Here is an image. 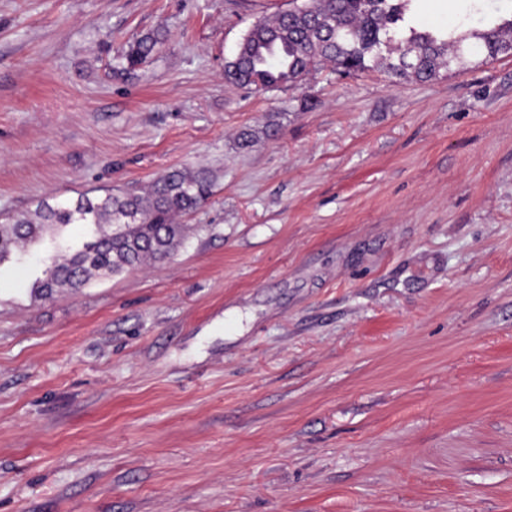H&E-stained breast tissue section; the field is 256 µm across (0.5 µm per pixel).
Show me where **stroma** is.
I'll return each instance as SVG.
<instances>
[{"label": "stroma", "mask_w": 512, "mask_h": 512, "mask_svg": "<svg viewBox=\"0 0 512 512\" xmlns=\"http://www.w3.org/2000/svg\"><path fill=\"white\" fill-rule=\"evenodd\" d=\"M302 2L0 0V212L214 180L167 261L0 266V512H512V56L226 80ZM162 42V35L158 32L146 34L130 43L122 52L121 58L130 69L146 62L156 51Z\"/></svg>", "instance_id": "35a3bbf8"}]
</instances>
